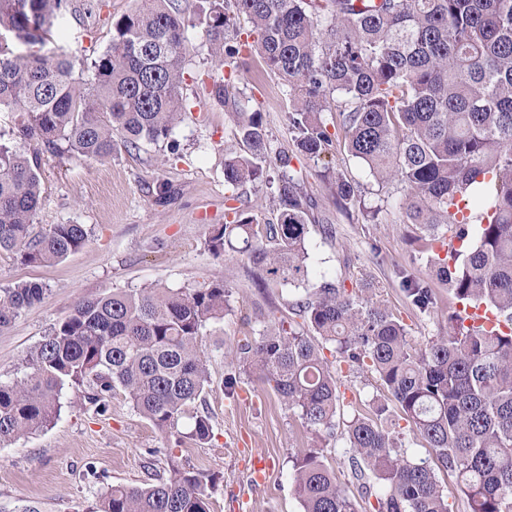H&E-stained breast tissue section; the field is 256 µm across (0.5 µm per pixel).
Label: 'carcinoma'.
Wrapping results in <instances>:
<instances>
[{"label":"carcinoma","instance_id":"1","mask_svg":"<svg viewBox=\"0 0 512 512\" xmlns=\"http://www.w3.org/2000/svg\"><path fill=\"white\" fill-rule=\"evenodd\" d=\"M73 9L72 0H0V112L21 116L14 140H0V253L44 265L88 239L84 224H36L41 156L15 140H35L54 157L99 161L120 145L130 152L168 140L186 109L187 34L203 28L215 62L244 51L289 87L292 148L279 152L280 166L319 160L342 137L379 183L403 186L406 223L431 251L428 277H403L414 307L436 309L437 280L458 302L483 305L506 325L488 331L455 315L448 335L418 350L373 284L364 283L363 296L335 281L308 288L314 202L292 169L275 196V221L229 208L206 240L215 255L246 256L261 270L262 287L304 286L292 303L301 323L270 318L231 349L224 394L233 397L241 374L256 370L324 440L340 415L323 355L332 346L350 370L378 376L409 431L456 474L468 512H512V0H209L193 17L180 0H141L112 21L106 49L79 64L57 46ZM241 19L250 30L237 29ZM232 88L227 79L211 94L234 106L246 146L224 161V183L235 189L263 180L267 131L262 113L247 111ZM321 177L340 209L374 217L344 172L327 166ZM460 200L469 210L461 221L453 212ZM446 232L460 246L442 257L432 244ZM45 291L37 281L4 289L0 331ZM229 297L216 276L187 291L150 287L77 301L27 353L24 377L0 381V445L51 425L66 386L88 388L99 414L119 386L143 418L173 432L210 385L200 336L224 319ZM343 425L351 473L362 496L375 497L374 512H451L434 470L405 455L386 404L376 401ZM211 434L210 416L195 415L189 436L205 444ZM293 481L302 512H356L320 447L297 449ZM214 487L213 477L174 462L165 480L111 486L96 512H210Z\"/></svg>","mask_w":512,"mask_h":512}]
</instances>
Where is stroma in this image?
I'll return each mask as SVG.
<instances>
[{"instance_id":"1","label":"stroma","mask_w":512,"mask_h":512,"mask_svg":"<svg viewBox=\"0 0 512 512\" xmlns=\"http://www.w3.org/2000/svg\"><path fill=\"white\" fill-rule=\"evenodd\" d=\"M78 12L67 23L63 48L82 58L99 54L112 36V21L129 12L137 0H76ZM183 94L191 108L171 142L146 144L139 151H118L103 162L44 156L45 192L38 212L41 225L75 222L86 225L85 246L50 265H24L0 254V289L19 281H38L46 293L0 332V380L22 378L24 358L80 299L111 292L160 285L190 290L223 276L232 289V312L209 323L201 340L209 354L211 385L198 411L211 418L207 444L190 440L191 417H183L175 434H165L143 418L122 389H114L104 414H96L82 391L64 388L61 409L46 429L7 446H0V512H95L108 487L140 486L170 475V460L187 469L215 475L211 512H301L292 479L296 449L314 444L313 433L286 410L258 374H245L235 397L224 394L229 370L226 351L250 336L243 319L255 312L292 320V302L299 289L271 284L256 287L258 269L246 256H216L208 250V227L224 221L228 207L240 205L271 217L272 180L282 171L268 165L269 181L240 189L224 183V160L243 146L235 136L231 106L210 95L201 75L234 74L236 97L262 112L268 156L273 160L290 139L289 92L262 62L247 54L219 66L210 55L201 29L188 33ZM344 170L356 181L367 201L380 209L374 221L361 214L345 216L329 186L320 178L322 164ZM305 186L315 203L316 222L308 237V280H335L353 289L357 280L376 286V294L407 327L412 341L425 345L448 333L457 302L443 285H436L438 306L420 313L407 299L402 277H425L428 258L404 221V193L399 184H379L346 149L326 155L323 162L303 160ZM169 183L168 203L154 199L157 183ZM331 234H324V227ZM342 396V417L369 411L386 393L376 376L333 366ZM324 455L335 468L358 512H372L360 498L349 468L343 428L325 443ZM265 463V479L254 483V460Z\"/></svg>"}]
</instances>
